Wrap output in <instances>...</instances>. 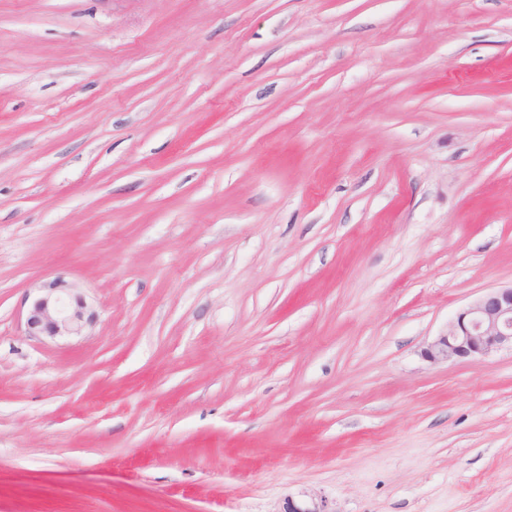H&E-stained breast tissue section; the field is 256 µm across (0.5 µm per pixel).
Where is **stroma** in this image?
<instances>
[{
    "instance_id": "obj_1",
    "label": "stroma",
    "mask_w": 512,
    "mask_h": 512,
    "mask_svg": "<svg viewBox=\"0 0 512 512\" xmlns=\"http://www.w3.org/2000/svg\"><path fill=\"white\" fill-rule=\"evenodd\" d=\"M511 286L512 0H0V512H512ZM77 288L60 277L35 286L24 323L26 334L52 339L81 336L94 315L85 297L74 292ZM512 351V286L491 289L462 309L422 352L433 364Z\"/></svg>"
}]
</instances>
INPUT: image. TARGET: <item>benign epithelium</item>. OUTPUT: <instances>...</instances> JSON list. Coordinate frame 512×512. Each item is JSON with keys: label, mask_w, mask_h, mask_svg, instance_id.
Returning <instances> with one entry per match:
<instances>
[{"label": "benign epithelium", "mask_w": 512, "mask_h": 512, "mask_svg": "<svg viewBox=\"0 0 512 512\" xmlns=\"http://www.w3.org/2000/svg\"><path fill=\"white\" fill-rule=\"evenodd\" d=\"M27 309L25 332L52 339L80 336L93 323L77 286L57 277L35 286ZM512 350V287L495 288L462 309L422 352L433 364Z\"/></svg>", "instance_id": "benign-epithelium-1"}]
</instances>
